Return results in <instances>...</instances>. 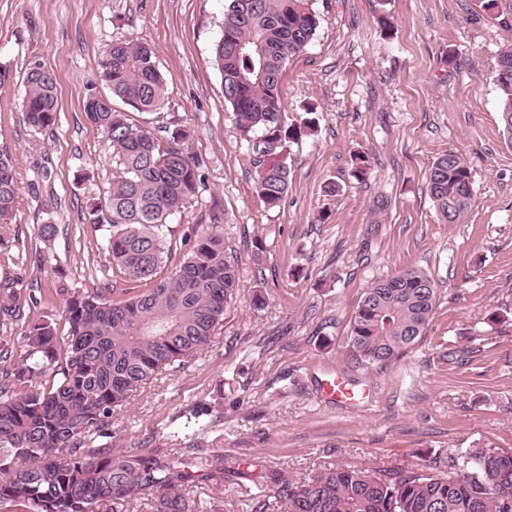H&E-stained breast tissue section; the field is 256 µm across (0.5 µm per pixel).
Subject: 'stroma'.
Segmentation results:
<instances>
[{
    "label": "stroma",
    "mask_w": 512,
    "mask_h": 512,
    "mask_svg": "<svg viewBox=\"0 0 512 512\" xmlns=\"http://www.w3.org/2000/svg\"><path fill=\"white\" fill-rule=\"evenodd\" d=\"M226 0H0V150L19 174L11 246L0 282L44 293L53 267L72 287L113 278L89 211L112 182V155L84 104L107 93L102 62L113 41L149 43L167 86L151 125L187 127L206 174L173 224L224 229L240 288L210 347L164 372L113 420L112 452L179 453L172 437L197 438L247 477L224 481L221 512H252L259 476L299 480L333 466L376 475L408 469L422 454L441 464L475 442L512 453V144L498 114V52L512 43V0L493 20L481 0H316L324 18L281 81L286 119L315 107V130L288 146L290 187L267 207L211 64ZM390 17L383 36L380 17ZM57 77V119L37 133L20 110L29 61ZM468 164L474 200L466 220L444 223L426 173L446 151ZM365 153L369 177L357 180ZM338 191L326 192L328 183ZM58 228L44 247L37 227ZM262 242L256 253L254 242ZM50 249L51 263L39 254ZM419 268L438 288L418 346L384 369L351 363L357 306L379 279ZM265 305L255 309V294ZM354 380V408L327 399L326 381ZM222 396V417L188 424L196 403Z\"/></svg>",
    "instance_id": "35a3bbf8"
}]
</instances>
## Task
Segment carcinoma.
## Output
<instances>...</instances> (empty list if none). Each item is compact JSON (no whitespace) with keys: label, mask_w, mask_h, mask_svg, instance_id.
Masks as SVG:
<instances>
[{"label":"carcinoma","mask_w":512,"mask_h":512,"mask_svg":"<svg viewBox=\"0 0 512 512\" xmlns=\"http://www.w3.org/2000/svg\"><path fill=\"white\" fill-rule=\"evenodd\" d=\"M322 16L314 0H229L213 62L240 136L252 144L255 190L270 207L288 194V142L314 129L285 121L281 80L291 58L316 37ZM109 102L140 113L164 105L166 82L146 42H112L103 61ZM22 112L42 132L54 126L56 77L38 61L24 71ZM502 131L512 145V75L496 79ZM86 119L112 150L116 171L104 203L93 207V226L112 273L144 288L128 298H106L98 286L55 289L66 332L48 315L28 319L15 283L0 285V512H110L113 505L154 495L153 512H196L192 488L224 490L222 454L195 437L182 457L165 448L112 455V423L138 389L209 346L238 288L235 260L224 234H195L193 246L166 270L172 257L169 223L198 195L200 162L186 146L190 133L150 129L130 115L87 99ZM20 186L15 165L0 153V243L15 217ZM428 194L443 222L459 224L473 191L468 165L448 151L427 174ZM438 290L413 268L369 288L358 306L350 358L386 367L425 335ZM50 378L49 386L28 383ZM101 444H96V441ZM97 448H92V445ZM457 471L437 459L381 478L336 467L315 477L286 479L267 471L262 487L283 512H512V454L478 444Z\"/></svg>","instance_id":"1"}]
</instances>
